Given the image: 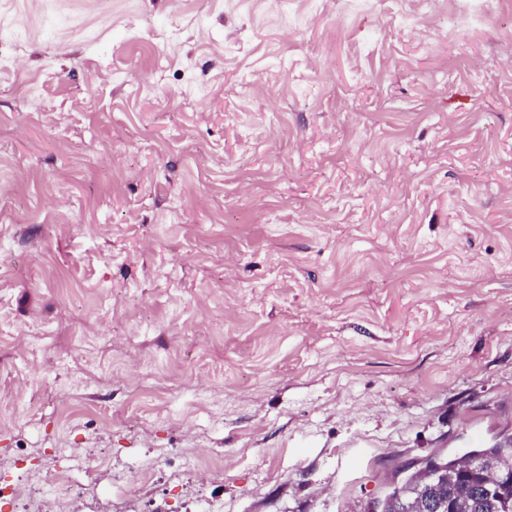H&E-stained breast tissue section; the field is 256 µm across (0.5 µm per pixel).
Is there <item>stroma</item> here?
Here are the masks:
<instances>
[{
  "instance_id": "stroma-1",
  "label": "stroma",
  "mask_w": 512,
  "mask_h": 512,
  "mask_svg": "<svg viewBox=\"0 0 512 512\" xmlns=\"http://www.w3.org/2000/svg\"><path fill=\"white\" fill-rule=\"evenodd\" d=\"M0 40V512H364L512 436V0Z\"/></svg>"
}]
</instances>
